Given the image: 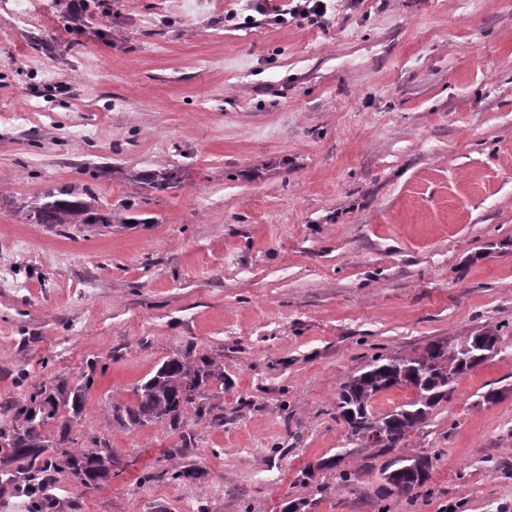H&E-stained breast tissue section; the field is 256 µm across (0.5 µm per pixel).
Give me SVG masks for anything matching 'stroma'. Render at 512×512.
Segmentation results:
<instances>
[{
	"label": "stroma",
	"instance_id": "35a3bbf8",
	"mask_svg": "<svg viewBox=\"0 0 512 512\" xmlns=\"http://www.w3.org/2000/svg\"><path fill=\"white\" fill-rule=\"evenodd\" d=\"M291 7L104 0L105 44L0 6V422L90 373L70 436L112 453L95 487L44 473L51 512H512V0ZM64 185L111 223H37ZM484 326L499 352L407 442L428 481L387 494L342 383ZM187 351L224 366L207 413L113 419Z\"/></svg>",
	"mask_w": 512,
	"mask_h": 512
}]
</instances>
